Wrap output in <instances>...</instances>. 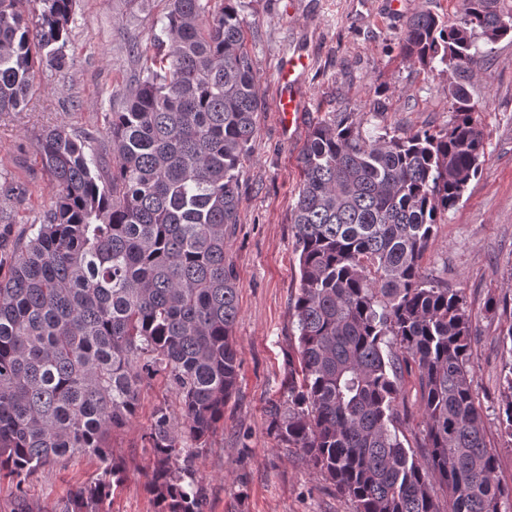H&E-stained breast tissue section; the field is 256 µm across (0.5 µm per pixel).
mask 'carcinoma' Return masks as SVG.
Segmentation results:
<instances>
[{"instance_id":"obj_1","label":"carcinoma","mask_w":512,"mask_h":512,"mask_svg":"<svg viewBox=\"0 0 512 512\" xmlns=\"http://www.w3.org/2000/svg\"><path fill=\"white\" fill-rule=\"evenodd\" d=\"M76 0H0V113L27 106L37 63L64 69ZM241 0H168L157 52L140 59L105 113L112 161L64 127L40 142L53 205L10 240L0 209V478L21 488L47 463L103 465L62 512H99L120 484L112 430L139 407L143 375L182 403L176 430L159 406L145 440L159 512H204L191 469L237 391V286L224 240L238 223L239 171L263 109ZM512 36V0H460L451 21L407 18L406 58L458 75L438 132L369 134L350 113L319 122L298 156L293 207L300 285L288 402L270 407L278 442L350 500L354 512H502L476 405L472 315L460 290L421 261L438 215L482 171L484 132L468 85L486 45ZM501 424L512 438V329L504 337ZM414 373L427 452L400 438L404 373Z\"/></svg>"}]
</instances>
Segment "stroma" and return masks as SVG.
I'll return each mask as SVG.
<instances>
[{
  "label": "stroma",
  "mask_w": 512,
  "mask_h": 512,
  "mask_svg": "<svg viewBox=\"0 0 512 512\" xmlns=\"http://www.w3.org/2000/svg\"><path fill=\"white\" fill-rule=\"evenodd\" d=\"M458 0H244L247 49L259 78L264 108L257 119L251 160L240 172L238 222L224 243L236 277L239 315L234 336L241 359L236 394L224 408V424L193 459L207 499L206 512H353L309 464L301 449L270 432L268 408L288 393V352L295 331L293 304L299 288L291 207L301 180L297 157L318 122L353 113L363 130L385 128L403 136L439 131L452 121L448 85L454 74L402 56L407 18L420 10L453 18ZM167 0H77L71 25V67L36 65L25 111L0 114V205L14 214L20 237L57 187L38 151L46 129L63 126L90 135L104 152V114L113 94L133 84L139 66L128 53L137 43L154 54ZM310 67L300 88L296 130L288 132L277 110V70L292 51ZM485 136L483 172L458 206L443 215L422 260L425 275L459 289L474 316L471 362L486 440L497 454L496 476L512 487V438L501 425L503 354L500 337L512 316L485 313L488 298L512 303V38L484 56L469 85ZM181 426L178 396L162 378L140 387L136 416L112 434V452L125 465L122 483L102 512H158L146 489L153 456L143 440L157 406ZM398 410L404 443L422 450L426 439L420 393L405 376ZM102 471L96 458L77 456L40 468L16 488L0 480V512H61L77 485Z\"/></svg>",
  "instance_id": "1"
}]
</instances>
